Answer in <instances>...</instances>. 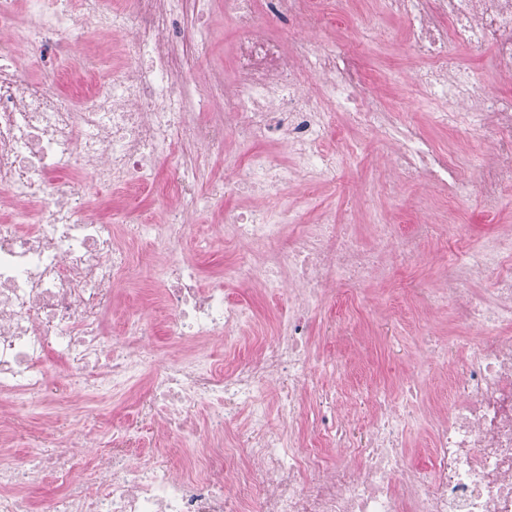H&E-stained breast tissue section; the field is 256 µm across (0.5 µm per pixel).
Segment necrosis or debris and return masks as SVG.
Wrapping results in <instances>:
<instances>
[{
    "instance_id": "obj_1",
    "label": "necrosis or debris",
    "mask_w": 512,
    "mask_h": 512,
    "mask_svg": "<svg viewBox=\"0 0 512 512\" xmlns=\"http://www.w3.org/2000/svg\"><path fill=\"white\" fill-rule=\"evenodd\" d=\"M191 0H87L67 10L58 0H0V421L57 404L65 389L91 404L130 395L154 441L137 450L129 432L93 450V433L50 450L0 448V512H512V230L483 240L435 287L414 286L417 318L453 306L467 337L431 344L432 359L457 355L431 408L419 384L399 400L380 395L373 417L354 433L351 420L313 373L311 317L329 293L353 302L391 250L412 259V240L397 225L374 224L363 248L351 218L298 223L288 206L229 212L222 237L258 252L241 257L223 284H201L199 264L179 255L190 215L213 200L246 193L281 195L298 181L313 187L335 175L336 153L355 155L338 138L336 114L385 142L400 174L451 197L465 169L486 172L485 200L496 206L512 184V94L478 86L449 46L512 70V0H380L404 19L411 49L426 65L413 82L433 125L462 132L499 131L493 153L450 156L393 109L371 108L366 83L345 41L349 0H224L236 27L235 78L224 86V113L188 120L182 73L189 53L180 25ZM106 35L126 63L109 82L61 96L48 79L74 47ZM239 150H224L226 136ZM284 149L289 163L263 152ZM224 157L233 180L198 188L204 152ZM175 166L158 179L154 162ZM153 184L161 219L131 214L123 232L97 219L86 188ZM161 260L158 317L132 311L108 325L113 291L131 263L130 244ZM491 301L469 286L489 271ZM287 295L271 334L243 335L254 319L229 286ZM168 336L167 362L152 359L157 334ZM252 353L237 357L238 348ZM429 437L426 461L410 459L405 436ZM183 455L181 464L167 461ZM49 476L55 490L31 498Z\"/></svg>"
}]
</instances>
